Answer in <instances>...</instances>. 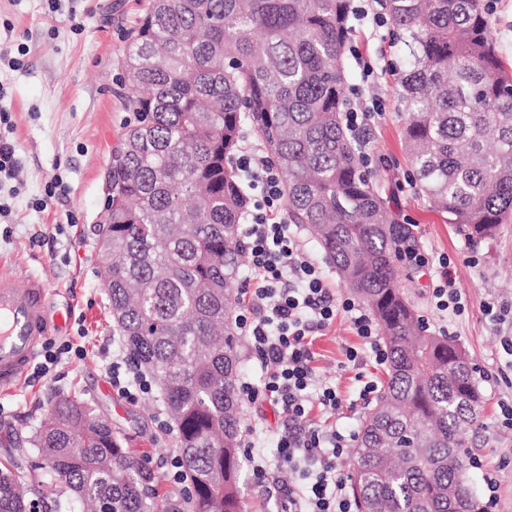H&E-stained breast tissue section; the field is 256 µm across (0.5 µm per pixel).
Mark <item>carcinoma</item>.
Segmentation results:
<instances>
[{
    "mask_svg": "<svg viewBox=\"0 0 512 512\" xmlns=\"http://www.w3.org/2000/svg\"><path fill=\"white\" fill-rule=\"evenodd\" d=\"M408 50L399 72L416 180L445 221L492 237L512 214V75L480 0H377ZM353 0H150L122 68L135 121L112 150L99 241L109 312L131 359L158 378L177 429L191 512H245L240 452V224L248 136L283 176L288 223L305 227L367 304L388 380L349 467L359 512H487L468 473L481 396L456 345L431 333L398 281L412 233L387 217L344 124ZM32 445L94 512H175L155 472L76 395ZM0 457V512H37Z\"/></svg>",
    "mask_w": 512,
    "mask_h": 512,
    "instance_id": "obj_1",
    "label": "carcinoma"
}]
</instances>
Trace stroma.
Returning a JSON list of instances; mask_svg holds the SVG:
<instances>
[{
    "mask_svg": "<svg viewBox=\"0 0 512 512\" xmlns=\"http://www.w3.org/2000/svg\"><path fill=\"white\" fill-rule=\"evenodd\" d=\"M489 8L494 49L512 73V0H481ZM149 0H61L52 13L46 0H0V60L29 49L18 71L0 69L8 95L0 106L10 111V136L20 159L10 198L11 215L0 223V264L44 278L58 309L70 321L56 344L82 347L81 357L62 358L47 377L25 376L18 392L0 397V455L20 448L25 461L35 460L31 438L51 399L75 395L125 437L128 448L145 457L148 466L165 471L174 454L176 428L161 401L160 386L131 402L112 387L109 365L112 338L118 329L108 310L101 276L99 222L105 205L103 173L111 151L133 121L120 86L121 59L127 34L145 14ZM350 46L360 61L350 66V83L366 99H380L382 117L365 130L380 162L377 179L390 209L400 214L416 236L419 253L429 255L428 267L401 268V285L418 316L431 331L447 326L449 337L465 351L475 369L482 395L473 471L477 480L497 482L495 503L488 512H512V425L504 424L501 407L512 405V351L485 313L493 302L512 310V217L495 237L476 241L456 225L446 223L412 179L405 147L404 114L399 99L398 72L407 50L394 43L390 27L373 28L353 22ZM371 64L375 81L363 82L361 62ZM61 175L69 191L51 208L32 209L34 198L53 175ZM476 256L478 265L467 262ZM449 257L455 286L466 310L441 323L432 297L441 257ZM344 316L313 332L311 350L318 380L336 384L343 403L335 413L312 410L309 419L342 433L357 432L373 400L359 396L364 381L384 383L386 365L366 358L348 361L347 349H363ZM246 430L256 431L268 463H275L279 435L292 424L269 403H243ZM246 512H287L288 494L278 490L276 476L260 482L244 471Z\"/></svg>",
    "mask_w": 512,
    "mask_h": 512,
    "instance_id": "obj_1",
    "label": "stroma"
}]
</instances>
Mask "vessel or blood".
<instances>
[{
	"label": "vessel or blood",
	"mask_w": 512,
	"mask_h": 512,
	"mask_svg": "<svg viewBox=\"0 0 512 512\" xmlns=\"http://www.w3.org/2000/svg\"><path fill=\"white\" fill-rule=\"evenodd\" d=\"M65 325L41 276L0 272V393L17 389L40 347Z\"/></svg>",
	"instance_id": "1"
}]
</instances>
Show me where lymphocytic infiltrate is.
Returning <instances> with one entry per match:
<instances>
[{"label":"lymphocytic infiltrate","instance_id":"obj_1","mask_svg":"<svg viewBox=\"0 0 512 512\" xmlns=\"http://www.w3.org/2000/svg\"><path fill=\"white\" fill-rule=\"evenodd\" d=\"M254 194L248 224L241 233L249 254L255 287L245 289L236 325L261 359L262 387L240 384L248 402L265 398L296 423L306 422L312 405L335 411L342 403L332 383H316L308 338L337 314H345L358 336L369 345L376 363L386 353L378 325L355 300L337 298L319 265L304 251L289 224L274 220L280 203L279 175L257 148L238 157ZM284 467L299 473V497L304 512H356L357 502L346 492L341 461L348 448L345 435L318 426L305 433L282 435L278 442Z\"/></svg>","mask_w":512,"mask_h":512}]
</instances>
